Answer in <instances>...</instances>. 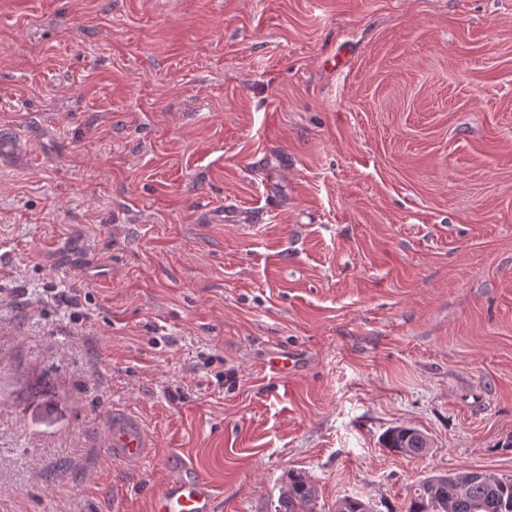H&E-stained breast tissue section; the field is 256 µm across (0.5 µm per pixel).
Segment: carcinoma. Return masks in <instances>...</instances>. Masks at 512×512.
<instances>
[{"label": "carcinoma", "mask_w": 512, "mask_h": 512, "mask_svg": "<svg viewBox=\"0 0 512 512\" xmlns=\"http://www.w3.org/2000/svg\"><path fill=\"white\" fill-rule=\"evenodd\" d=\"M384 447L403 456H423L431 448L422 431L398 426L388 430ZM469 479L460 483L443 474L423 479L409 494L399 512H512V477L486 479L480 470H468ZM317 487L305 475L290 471L278 499L277 512H315ZM336 512H371L368 503L357 498L336 502Z\"/></svg>", "instance_id": "1"}]
</instances>
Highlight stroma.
<instances>
[{"instance_id": "obj_1", "label": "stroma", "mask_w": 512, "mask_h": 512, "mask_svg": "<svg viewBox=\"0 0 512 512\" xmlns=\"http://www.w3.org/2000/svg\"><path fill=\"white\" fill-rule=\"evenodd\" d=\"M2 126L0 512L512 476V0H0ZM109 433L108 454L114 465L136 466L150 455L151 435L135 413L114 409ZM384 447L403 456H423L431 448L429 437L422 431L398 426L388 430L384 437ZM215 499L213 483L172 455L152 492L150 512H215Z\"/></svg>"}]
</instances>
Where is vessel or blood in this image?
I'll use <instances>...</instances> for the list:
<instances>
[{
  "mask_svg": "<svg viewBox=\"0 0 512 512\" xmlns=\"http://www.w3.org/2000/svg\"><path fill=\"white\" fill-rule=\"evenodd\" d=\"M151 448V435L140 417L125 409L113 410L108 450L113 464L138 465ZM215 499L213 483L173 455L152 492L150 512H214Z\"/></svg>",
  "mask_w": 512,
  "mask_h": 512,
  "instance_id": "b4317fda",
  "label": "vessel or blood"
}]
</instances>
